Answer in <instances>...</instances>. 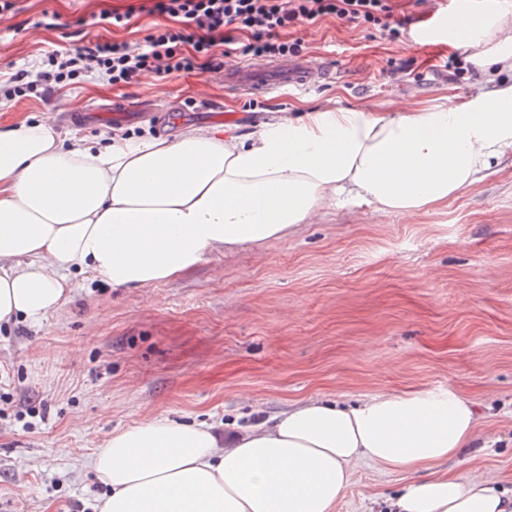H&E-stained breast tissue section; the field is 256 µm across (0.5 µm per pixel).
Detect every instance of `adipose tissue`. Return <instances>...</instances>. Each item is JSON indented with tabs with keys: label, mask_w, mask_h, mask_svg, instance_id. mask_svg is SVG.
I'll return each instance as SVG.
<instances>
[{
	"label": "adipose tissue",
	"mask_w": 512,
	"mask_h": 512,
	"mask_svg": "<svg viewBox=\"0 0 512 512\" xmlns=\"http://www.w3.org/2000/svg\"><path fill=\"white\" fill-rule=\"evenodd\" d=\"M479 93L435 106L324 107L257 134L188 127L174 138H90L40 121L0 125V324L41 322L78 275L114 288L179 277L214 251L281 240L349 195L415 217L512 154V9L465 0L437 33ZM452 391L315 399L224 441L203 423L156 418L112 432L91 468L99 512H334L352 467L427 470L395 512H512V494L439 463L478 424Z\"/></svg>",
	"instance_id": "obj_1"
}]
</instances>
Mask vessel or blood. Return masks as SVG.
I'll return each instance as SVG.
<instances>
[{
    "instance_id": "vessel-or-blood-1",
    "label": "vessel or blood",
    "mask_w": 512,
    "mask_h": 512,
    "mask_svg": "<svg viewBox=\"0 0 512 512\" xmlns=\"http://www.w3.org/2000/svg\"><path fill=\"white\" fill-rule=\"evenodd\" d=\"M279 73L283 82L298 88H307L320 83L329 72L305 59H296L273 64L236 65L225 68L224 83L243 94H251L266 85L268 72Z\"/></svg>"
}]
</instances>
